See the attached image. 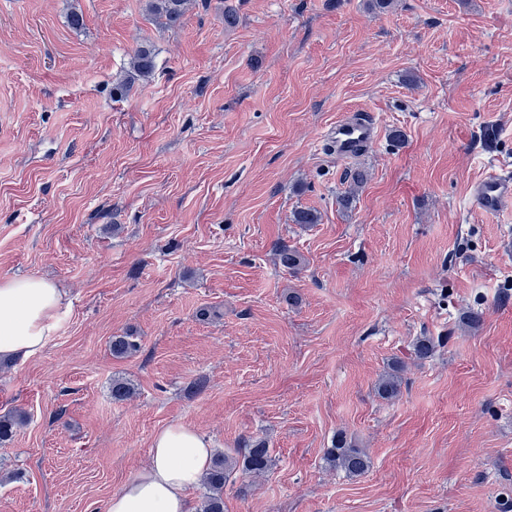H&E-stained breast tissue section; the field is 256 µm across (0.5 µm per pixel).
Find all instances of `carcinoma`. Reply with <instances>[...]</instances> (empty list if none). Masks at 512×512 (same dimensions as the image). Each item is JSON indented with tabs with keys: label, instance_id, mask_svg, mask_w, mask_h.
I'll list each match as a JSON object with an SVG mask.
<instances>
[{
	"label": "carcinoma",
	"instance_id": "cac0c4a2",
	"mask_svg": "<svg viewBox=\"0 0 512 512\" xmlns=\"http://www.w3.org/2000/svg\"><path fill=\"white\" fill-rule=\"evenodd\" d=\"M190 0H148L147 11L155 19L167 27H174L180 23L182 17L189 9ZM154 52L149 46H139L131 60V70L124 81L118 86L121 92L126 91L135 81H149L154 72ZM367 180V174L356 169L350 174V187L347 192L339 196V204L345 210L351 208L357 189ZM279 265L295 271L303 265L302 255L281 244L276 249ZM139 343L134 337H112V355L116 358H125L138 352ZM402 379L398 373H391L381 379L378 393L387 398L398 395ZM112 398L126 400L134 391L133 385L124 378L112 379ZM21 421L18 415L0 417V443L11 439L16 425ZM326 464L336 470L345 472L350 477L363 475L369 469V460L361 448H355L345 439L336 440L332 448L328 449L325 457ZM272 467V455L268 443L263 439H255L246 446L242 457L237 458L226 454L215 457L209 472L202 478L203 494L198 512H224V485L233 472L240 469L246 474L262 476Z\"/></svg>",
	"mask_w": 512,
	"mask_h": 512
}]
</instances>
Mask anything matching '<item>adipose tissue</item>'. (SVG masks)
<instances>
[{
  "instance_id": "ef3b65f1",
  "label": "adipose tissue",
  "mask_w": 512,
  "mask_h": 512,
  "mask_svg": "<svg viewBox=\"0 0 512 512\" xmlns=\"http://www.w3.org/2000/svg\"><path fill=\"white\" fill-rule=\"evenodd\" d=\"M62 291L38 278L0 280V358L40 353L64 319ZM211 442L193 427L172 424L151 438L147 466L115 491L106 512H195L188 496L210 467Z\"/></svg>"
}]
</instances>
